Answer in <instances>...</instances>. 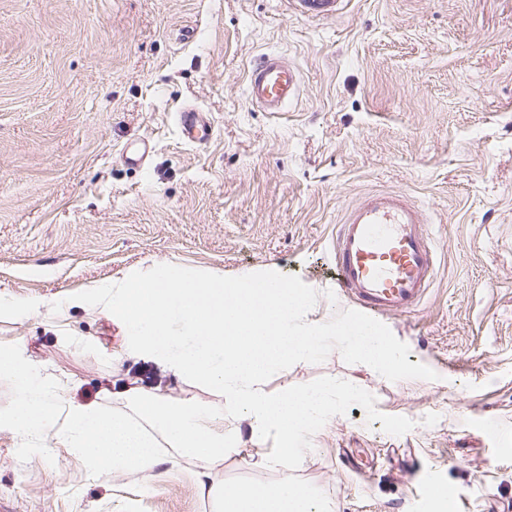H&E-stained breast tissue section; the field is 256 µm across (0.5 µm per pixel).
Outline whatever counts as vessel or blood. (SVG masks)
<instances>
[{"mask_svg":"<svg viewBox=\"0 0 512 512\" xmlns=\"http://www.w3.org/2000/svg\"><path fill=\"white\" fill-rule=\"evenodd\" d=\"M299 87L297 70L274 55L256 64L246 82L249 101L270 112L282 111ZM178 123L187 140L207 139L202 112L185 109ZM335 259L337 288L361 312L386 316L419 309L439 272L432 224L404 192L371 193L351 205L336 230Z\"/></svg>","mask_w":512,"mask_h":512,"instance_id":"1","label":"vessel or blood"}]
</instances>
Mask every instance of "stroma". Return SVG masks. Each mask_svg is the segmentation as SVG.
Wrapping results in <instances>:
<instances>
[{
  "label": "stroma",
  "mask_w": 512,
  "mask_h": 512,
  "mask_svg": "<svg viewBox=\"0 0 512 512\" xmlns=\"http://www.w3.org/2000/svg\"><path fill=\"white\" fill-rule=\"evenodd\" d=\"M277 55L300 73L283 111L250 103L246 76ZM204 112L208 143L176 116ZM149 144L131 165L124 150ZM402 190L428 213L440 273L422 310L382 322L435 381L391 382L334 352L267 383H357L362 407L328 420L296 471L243 441L224 477L296 474L332 512H512V0H0V296L61 302L0 320V347L52 376L41 445L0 428L11 512H214L199 464L169 453L152 476H90L57 442L67 405L156 387L223 405L130 351L109 313L64 306L94 281L169 260L234 276L274 268L336 291V226L361 196Z\"/></svg>",
  "instance_id": "1"
}]
</instances>
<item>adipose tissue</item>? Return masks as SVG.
Listing matches in <instances>:
<instances>
[{
	"label": "adipose tissue",
	"mask_w": 512,
	"mask_h": 512,
	"mask_svg": "<svg viewBox=\"0 0 512 512\" xmlns=\"http://www.w3.org/2000/svg\"><path fill=\"white\" fill-rule=\"evenodd\" d=\"M2 375L11 377L16 389L10 411L0 414V424L9 425L24 439L40 438L51 420L55 404L47 378L14 353L0 350Z\"/></svg>",
	"instance_id": "adipose-tissue-1"
}]
</instances>
